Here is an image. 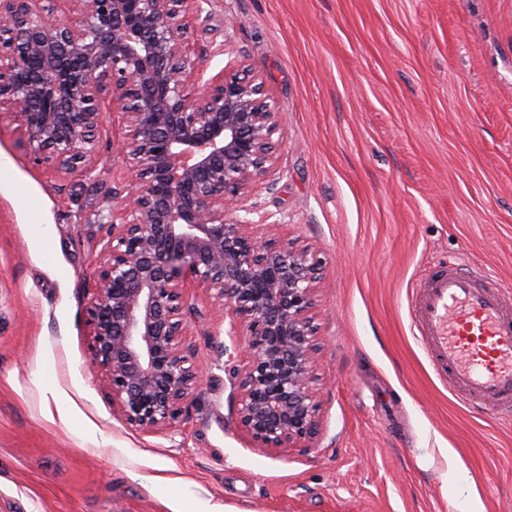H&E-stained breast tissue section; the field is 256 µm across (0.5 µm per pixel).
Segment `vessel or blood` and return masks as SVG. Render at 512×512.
<instances>
[{
  "mask_svg": "<svg viewBox=\"0 0 512 512\" xmlns=\"http://www.w3.org/2000/svg\"><path fill=\"white\" fill-rule=\"evenodd\" d=\"M412 322L435 369L485 408L512 414V309L456 263L421 288Z\"/></svg>",
  "mask_w": 512,
  "mask_h": 512,
  "instance_id": "vessel-or-blood-1",
  "label": "vessel or blood"
}]
</instances>
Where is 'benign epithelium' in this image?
<instances>
[{
  "label": "benign epithelium",
  "instance_id": "benign-epithelium-1",
  "mask_svg": "<svg viewBox=\"0 0 512 512\" xmlns=\"http://www.w3.org/2000/svg\"><path fill=\"white\" fill-rule=\"evenodd\" d=\"M205 0H0V112L46 169L89 179L105 112L131 177L112 189L88 293L92 365L126 425L166 429L201 384L184 289L210 292L246 354L224 362L237 425L260 448L306 451L320 432L308 249L229 214L280 177L282 120L259 75L204 78L190 41Z\"/></svg>",
  "mask_w": 512,
  "mask_h": 512
}]
</instances>
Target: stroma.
Wrapping results in <instances>:
<instances>
[{
	"label": "stroma",
	"instance_id": "obj_1",
	"mask_svg": "<svg viewBox=\"0 0 512 512\" xmlns=\"http://www.w3.org/2000/svg\"><path fill=\"white\" fill-rule=\"evenodd\" d=\"M208 74L251 64L282 119L281 177L254 199L321 264L316 446L237 425L208 291L203 373L175 427L112 414L86 292L127 178L111 113L92 178L61 179L0 115V512H512V416L439 374L411 311L435 264L485 270L512 306V0H209Z\"/></svg>",
	"mask_w": 512,
	"mask_h": 512
}]
</instances>
